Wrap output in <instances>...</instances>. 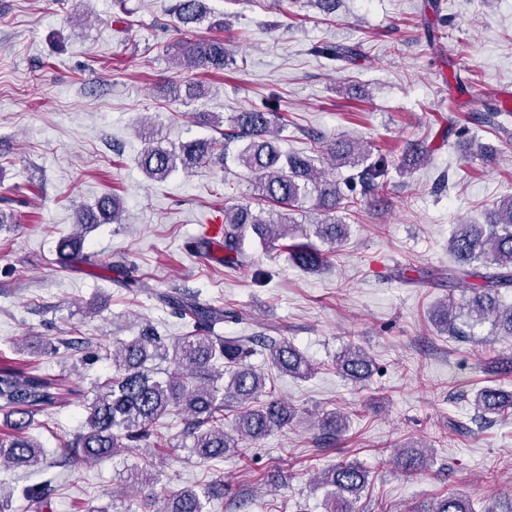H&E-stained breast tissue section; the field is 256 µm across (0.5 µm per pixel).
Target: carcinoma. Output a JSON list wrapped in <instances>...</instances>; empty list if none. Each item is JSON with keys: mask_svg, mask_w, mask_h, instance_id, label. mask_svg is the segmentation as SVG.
I'll list each match as a JSON object with an SVG mask.
<instances>
[{"mask_svg": "<svg viewBox=\"0 0 512 512\" xmlns=\"http://www.w3.org/2000/svg\"><path fill=\"white\" fill-rule=\"evenodd\" d=\"M205 0H175L172 7L175 29L189 34L207 18ZM315 52L341 60L351 50L322 43ZM230 52L221 38L182 41L176 45L173 59L195 69L222 71L228 66ZM175 99H194L203 93L196 82L177 80L169 86ZM278 106L269 100L261 108L235 113L222 132V139H199L169 149L161 143H148L139 156L143 173L153 181L165 180L182 167L190 169L214 156L233 160L257 176L255 202L224 209V223L217 247L224 249V264L241 265L249 234L256 235L268 247L289 253L299 267L317 271L323 254L308 239L315 237L334 244L348 235V225L336 220L341 205L351 206L381 187L387 176L385 160L367 163L368 150L351 140L324 145L318 139L310 154H285L277 144ZM235 152H230L232 146ZM324 154L337 167L356 170L345 187L330 180L315 167V155ZM324 219L301 225L292 214L303 209L308 199ZM123 212L119 195H104L93 208L80 212L78 224L86 230L95 224L116 223ZM490 224H456L448 240L455 266L449 279L468 286L469 296L461 304L442 301L434 309L433 320L454 336H471L474 327L490 320L500 335L512 337V195L500 199ZM65 256L83 258L82 233L66 239ZM162 304L182 320L190 331L185 336L166 338L144 325L129 341L115 339L99 346L96 356L111 361L112 376L99 384V392L87 404V417L75 439L66 444L65 454L75 462L111 459L131 449L155 448L163 456L171 451L167 437L159 430L165 417L182 416L183 445L199 462L220 461L246 440L256 441L292 420L293 409L273 396L267 383L271 371L298 379L315 374V364L294 344L282 336L259 334L244 338L215 334V327L243 320L242 313L203 302L188 293L163 294ZM268 351L269 371L256 369L248 358L254 347ZM172 362L173 372L148 366L151 361ZM342 375L361 383L372 377L376 365L367 351L349 345L336 357ZM80 391L58 376L29 370L7 362L0 363V411L11 418L14 434L0 439V464L24 465L37 471L47 467L46 451L35 438L26 434L35 415L49 413ZM476 417L488 419L512 412V389L494 384L478 389L472 400ZM236 412L235 430H224V411ZM347 415L333 412L318 421L323 438L334 439L347 427ZM429 445L402 448L393 458L405 471L428 465ZM369 483V471L356 461L327 467L320 484L327 487L326 512H357L355 504ZM49 489L37 483L24 488L23 496L35 504H46ZM209 500L206 488H182L162 497L151 494L150 502L160 507L151 512H205ZM407 512H473L472 502L461 493L450 492L435 499L426 508L410 507Z\"/></svg>", "mask_w": 512, "mask_h": 512, "instance_id": "carcinoma-1", "label": "carcinoma"}]
</instances>
